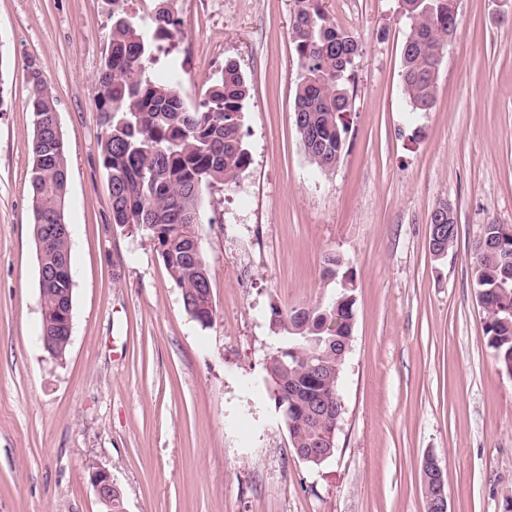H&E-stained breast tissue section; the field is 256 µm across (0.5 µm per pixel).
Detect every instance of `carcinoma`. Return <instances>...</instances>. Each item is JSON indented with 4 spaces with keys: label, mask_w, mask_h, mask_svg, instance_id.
Segmentation results:
<instances>
[{
    "label": "carcinoma",
    "mask_w": 512,
    "mask_h": 512,
    "mask_svg": "<svg viewBox=\"0 0 512 512\" xmlns=\"http://www.w3.org/2000/svg\"><path fill=\"white\" fill-rule=\"evenodd\" d=\"M457 0H399L409 34L402 47V89L410 111L435 105L440 56L458 26ZM112 32L102 63L96 109L103 134L99 157L112 185V223L134 226L154 244L170 277L181 288L185 311L201 326L214 320L211 280L196 226L202 223L204 192L216 184L231 191L249 165L241 133L249 94L238 66H224L209 87L203 109H191L178 85L150 75L157 42L170 38V11L152 21L112 14ZM291 38L302 66L295 91L294 121L305 153L321 171L338 164L351 111L349 84L361 47L339 26L322 0H296ZM34 135L29 177L33 224H64L69 169L65 140L50 128L56 102L41 79L28 101ZM430 224L458 236L452 204L438 203ZM38 264H71L70 235L42 246ZM472 275L485 292L481 308L487 347L499 371L512 377V226L483 225L475 243ZM72 284L55 280L41 292V335L58 336L54 358L68 343L57 329L59 305L69 304ZM352 279L338 282L323 304L282 312L270 306V325L281 345L267 362L274 400L282 411L292 448H312L338 429L344 412L339 382L352 341L355 304Z\"/></svg>",
    "instance_id": "1"
}]
</instances>
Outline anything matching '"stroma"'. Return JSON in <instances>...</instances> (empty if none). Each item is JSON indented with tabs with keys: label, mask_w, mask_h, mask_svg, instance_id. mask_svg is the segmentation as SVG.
Returning <instances> with one entry per match:
<instances>
[{
	"label": "stroma",
	"mask_w": 512,
	"mask_h": 512,
	"mask_svg": "<svg viewBox=\"0 0 512 512\" xmlns=\"http://www.w3.org/2000/svg\"><path fill=\"white\" fill-rule=\"evenodd\" d=\"M177 21L154 73L175 72L200 107L225 63L247 79L239 185L203 195L198 235L215 318L182 304L146 235L113 223L98 156L96 92L112 10L134 0H0V512H100L94 459L126 512H426L434 454L449 512L512 504V377L494 364L471 272L484 224L512 225V0H458L431 111L401 84L408 23L398 0H323L362 51L346 145L315 169L294 123L302 69L294 0H151ZM56 99L67 144L72 336L65 359L40 340L29 196L33 74ZM441 201L459 235L428 247ZM337 254L355 286L336 451L298 458L266 366L270 305L324 302ZM85 471L88 473L98 504L101 509L112 512V495L120 494V489L112 478L111 471L96 460H90L85 464Z\"/></svg>",
	"instance_id": "35a3bbf8"
}]
</instances>
